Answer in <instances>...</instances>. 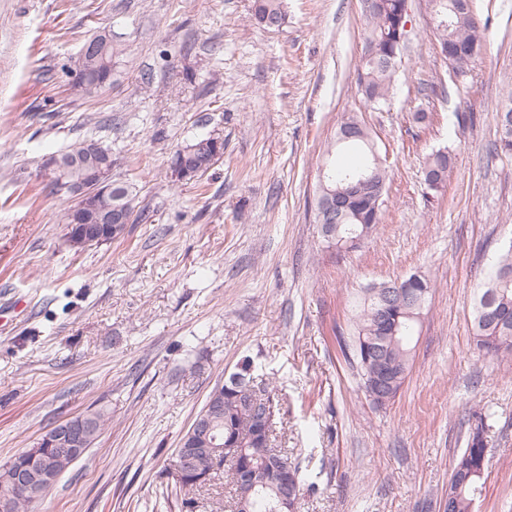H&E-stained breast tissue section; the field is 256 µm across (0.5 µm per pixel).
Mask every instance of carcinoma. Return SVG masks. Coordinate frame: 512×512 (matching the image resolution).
I'll use <instances>...</instances> for the list:
<instances>
[{
    "instance_id": "1",
    "label": "carcinoma",
    "mask_w": 512,
    "mask_h": 512,
    "mask_svg": "<svg viewBox=\"0 0 512 512\" xmlns=\"http://www.w3.org/2000/svg\"><path fill=\"white\" fill-rule=\"evenodd\" d=\"M403 0H376L366 11L365 46L357 68V81L365 102L372 107L387 103L397 71L403 43L399 26ZM437 47L448 64L449 72L459 79L470 75L474 66L486 51L483 33L474 19L472 0L467 8L453 10L455 0H429ZM252 18L265 28H276L284 20L281 0H254ZM97 44L99 50L77 59V63L89 73L83 94L95 98L102 94L104 81L112 72V59L121 53L112 40V32L98 31L85 41ZM512 90L507 102L500 104L496 112L499 138L494 144L496 154L512 156ZM355 147L367 156L379 153L378 145L363 121L355 114H345L336 127L328 144L324 162L328 163L336 177V184L353 173L350 168L336 164L335 156L344 149ZM224 151V142L211 135H201L174 152L187 169L205 174L212 166L211 158ZM452 158L447 151H434L424 161L426 181L431 190L439 191L448 178ZM362 169L369 171L374 187L360 190L351 203L349 215L326 212L319 224L321 235L330 247L356 249L359 241L369 236L382 223L383 206L386 202L389 170L385 161L365 162ZM84 171L69 167L54 175L51 185L67 189L80 180ZM112 191L124 195L131 223L145 220L144 212H135L129 186L126 182L112 180ZM431 291L430 282L418 275L398 281L375 282L361 289L354 304V333L350 340L339 338V346L348 364L356 370L360 388L375 406L383 407L391 402L402 389L411 369L412 346L417 319L422 313ZM473 343L475 349L497 358L512 357V343L502 348L499 339L512 340V245L504 250L487 280L474 289L472 298ZM252 377V361L242 360L239 371L230 375L220 391L223 401L221 413L211 418L218 443H238L244 453L235 459H225L224 452L200 458L196 472L180 479L175 478L173 468L165 469L166 487L180 493L177 507L180 512H197L196 498L203 488L222 477L233 487L246 481L254 486L248 512H285L278 495L277 470L279 461L289 460L288 454L278 457L266 454L263 448L250 447L255 423L240 404L242 380ZM469 430L466 448L456 457L453 471L456 480L450 485L452 497L448 503L451 512H472L475 500L481 496L484 481L472 475L466 483L461 479L468 471L480 467L483 456L488 454L486 416L474 411L468 420ZM316 493L320 490L315 481L308 483L297 479L288 508L297 512L303 491Z\"/></svg>"
}]
</instances>
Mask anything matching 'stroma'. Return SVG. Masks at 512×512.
<instances>
[{"label":"stroma","mask_w":512,"mask_h":512,"mask_svg":"<svg viewBox=\"0 0 512 512\" xmlns=\"http://www.w3.org/2000/svg\"><path fill=\"white\" fill-rule=\"evenodd\" d=\"M0 0V464L60 420L108 422L36 512H174L161 471L212 389L242 359L279 395L278 443L321 490L300 512H441L466 421L485 412L490 461L473 512H512V360L473 348L471 293L512 245V159L495 107L512 89V0H474L487 51L465 82L436 52L428 0L388 105L358 89L363 0ZM123 48L96 98L69 75L85 40ZM353 112L389 155L384 219L358 249L314 222L325 145ZM430 117L426 127L414 113ZM200 135L224 153L171 176ZM112 149L147 222L77 251L73 206L45 162L85 139ZM449 149L440 192L423 161ZM433 289L412 369L376 408L338 344L372 281ZM252 18L256 24L265 28L279 27L284 15L280 0H254Z\"/></svg>","instance_id":"obj_1"}]
</instances>
